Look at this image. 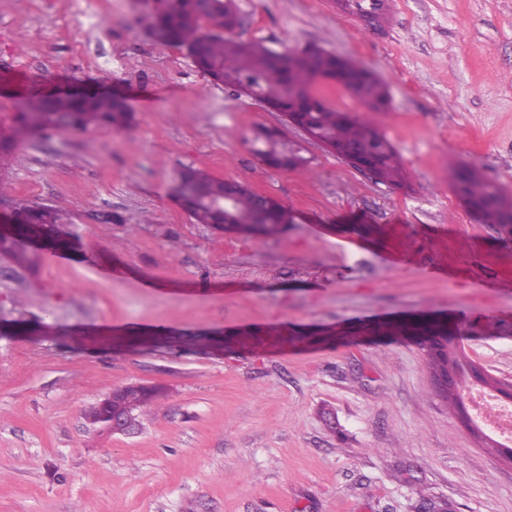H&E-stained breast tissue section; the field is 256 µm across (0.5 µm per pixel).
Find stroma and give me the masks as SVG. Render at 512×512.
<instances>
[{"label":"stroma","instance_id":"35a3bbf8","mask_svg":"<svg viewBox=\"0 0 512 512\" xmlns=\"http://www.w3.org/2000/svg\"><path fill=\"white\" fill-rule=\"evenodd\" d=\"M243 39L318 45L375 71L371 115L410 189L309 143L258 165L280 125L147 35L143 0H0V115L32 81H103L122 132H59L0 168V198L52 206L63 246L0 259V512H512L500 462L438 396L415 332L459 325L512 381V244L448 186L465 161L512 193V0H391L379 34L336 0H237ZM246 182L293 217L256 239L194 223L181 166ZM59 263H50V256ZM162 390L129 434L85 414ZM251 151L260 163L280 167L281 157H287L288 169H296L305 166L309 159L302 156L301 148L289 141L285 135L279 139L274 138L266 130L254 134L250 140Z\"/></svg>","mask_w":512,"mask_h":512}]
</instances>
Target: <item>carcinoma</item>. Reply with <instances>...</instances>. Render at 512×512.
Here are the masks:
<instances>
[{"label": "carcinoma", "mask_w": 512, "mask_h": 512, "mask_svg": "<svg viewBox=\"0 0 512 512\" xmlns=\"http://www.w3.org/2000/svg\"><path fill=\"white\" fill-rule=\"evenodd\" d=\"M161 10L148 12V28L164 46H180L196 60L197 68L216 83L246 94L254 101L280 112L303 127L310 141L326 149H343L369 162L364 172L377 183L395 187L407 186L402 158L392 140L379 129L370 126L358 116L339 110L319 98L314 89L322 81L341 86L355 101L369 111L384 112L389 107V93L381 79L368 68L353 60L337 56L317 45L292 50L290 64L278 68L276 61L282 53L262 40H245L234 29L243 25L236 0H215L217 11L224 18L228 32L221 35L208 30L199 21L205 0H159ZM81 94H62L49 97L36 84L14 105V114L0 118V164H4L17 147L38 136H49L63 129L67 122L80 132L109 130L121 132L129 128L134 113L126 99L103 91L96 83L83 85ZM251 151L260 163L281 166V158H288V168L305 166L309 159L301 155V148L286 137L274 138L267 131L254 134ZM177 177L187 183L192 194L186 196V211L198 224H213V208L200 201L202 193L212 201L224 199V180L193 166H184ZM448 184L452 192L471 216L481 224L496 228L499 240L512 242V197L497 182L480 174L477 169L462 162L448 169ZM20 214L56 231L62 223L55 209L44 210L18 201ZM239 223L257 225L264 236L277 234L284 226V208L269 203L261 212L254 210L250 189H243L236 200L226 204ZM0 253L20 267L30 268L38 256L28 251L22 241L6 240L0 244ZM427 334L441 338L443 346L453 357L458 374L465 377L471 363L462 359L464 331L443 323L427 328ZM160 389L153 386L144 392L132 391L127 397L137 415L149 411Z\"/></svg>", "instance_id": "carcinoma-1"}]
</instances>
